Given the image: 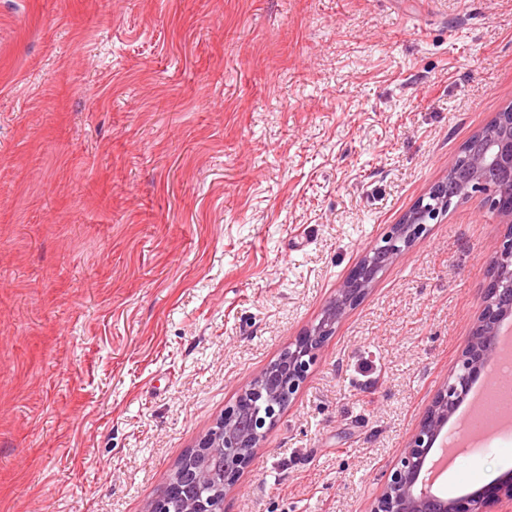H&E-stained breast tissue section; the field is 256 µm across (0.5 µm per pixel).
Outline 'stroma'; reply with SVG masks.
<instances>
[{"mask_svg":"<svg viewBox=\"0 0 512 512\" xmlns=\"http://www.w3.org/2000/svg\"><path fill=\"white\" fill-rule=\"evenodd\" d=\"M512 105V0H0V512H144ZM475 194L336 326L224 512H369L467 347ZM512 472L500 436L441 469Z\"/></svg>","mask_w":512,"mask_h":512,"instance_id":"35a3bbf8","label":"stroma"}]
</instances>
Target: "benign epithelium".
Here are the masks:
<instances>
[{"label": "benign epithelium", "mask_w": 512, "mask_h": 512, "mask_svg": "<svg viewBox=\"0 0 512 512\" xmlns=\"http://www.w3.org/2000/svg\"><path fill=\"white\" fill-rule=\"evenodd\" d=\"M467 156L469 161L463 169L456 159L448 161L445 179L350 269L320 319L288 343L275 368L265 369L242 388L224 407L223 415L196 441L194 454L215 460L224 490L206 500L199 494L186 496L191 488L199 491L208 486L210 475L197 465L188 470L180 466L168 477L166 493L149 501L145 512H168L175 498L184 499L183 512H224V492L234 487L250 467L255 449L307 380L325 342L334 334L335 324L359 304L377 275L423 238L428 224L446 211L448 183L458 184L465 198L477 191L489 195L494 191L491 181L503 174L512 175V107L497 113L489 133L468 143ZM492 204L511 224L512 195L495 196ZM491 266L478 321L459 365L433 397L425 418L385 474L370 512H492L491 507L505 500L512 502L511 478L445 499L418 487L432 448L447 431L448 421L473 382L491 375L502 326L512 319V232L492 257Z\"/></svg>", "instance_id": "benign-epithelium-1"}]
</instances>
